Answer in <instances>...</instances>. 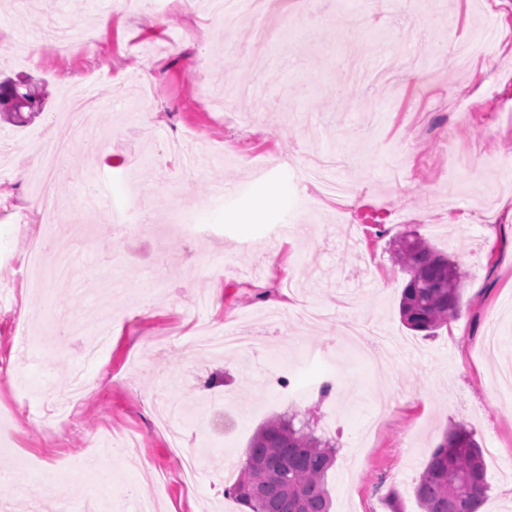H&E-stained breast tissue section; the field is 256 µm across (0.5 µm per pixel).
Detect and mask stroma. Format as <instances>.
<instances>
[{
  "label": "stroma",
  "instance_id": "1",
  "mask_svg": "<svg viewBox=\"0 0 512 512\" xmlns=\"http://www.w3.org/2000/svg\"><path fill=\"white\" fill-rule=\"evenodd\" d=\"M111 11L108 29L85 41L95 14ZM150 0L110 10L109 0H0V75L31 76L49 96L28 124L0 120V157L43 139L70 144L58 183L63 227L74 233L80 275L74 282L18 288L28 332L44 333L45 300L70 332L51 351L19 341L0 315V431L18 437L32 467L13 468L0 489V512H44L34 487L68 476L61 512H109L129 489L157 512H243L224 488L238 476L249 443L268 419H308L335 441L327 475L331 512H420L414 487L447 428L463 420L475 433L490 483L481 512H512V400L493 394L512 367V0H272V36L238 49L237 30L259 22L239 0L221 24L201 0H168L161 26L147 28ZM69 28L67 57L36 56L38 20ZM495 24L493 56L468 68L448 53L476 29ZM398 77L393 94L350 82L354 61ZM94 84L108 139L88 152L61 109L72 86ZM190 132L206 154L202 167L147 162L136 177L127 151L152 156L159 137ZM344 153L334 178L347 197L300 192L280 154ZM108 183L115 213L140 199L151 213L133 237L99 238L103 213L83 215L77 197L92 171ZM237 190L216 202L218 186ZM27 180L0 176V285L13 283L30 239L46 228L25 208ZM260 224H253V213ZM191 214L212 237L182 260L178 220ZM417 232L458 262L463 277L457 318L435 335L406 328L399 301L408 276L391 261L393 242ZM289 313L285 322L272 321ZM112 340L102 357L78 351L104 314ZM370 322L392 340L393 372L363 357L340 322ZM263 336L264 372L227 355L205 359L190 342L196 328ZM86 388L67 415L53 413L51 392ZM334 385L321 395L318 383ZM308 383L289 401L277 378ZM183 407L187 447L199 451L201 476L185 489L181 461L151 429L163 404ZM144 434L137 451L96 471H64L63 460H93L107 425Z\"/></svg>",
  "mask_w": 512,
  "mask_h": 512
}]
</instances>
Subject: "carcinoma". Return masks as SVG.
<instances>
[{"instance_id":"obj_1","label":"carcinoma","mask_w":512,"mask_h":512,"mask_svg":"<svg viewBox=\"0 0 512 512\" xmlns=\"http://www.w3.org/2000/svg\"><path fill=\"white\" fill-rule=\"evenodd\" d=\"M39 96L19 91L13 81L0 82V114L22 121V110ZM394 264L408 274L400 302L401 318L411 330L433 335L461 306L462 284L452 259L436 251L415 232L400 236ZM336 446L295 426L290 418L267 420L251 439L245 463L224 489L249 512H330L326 486ZM489 483L483 450L473 430L459 421L432 451L419 476L415 496L421 512H480Z\"/></svg>"}]
</instances>
